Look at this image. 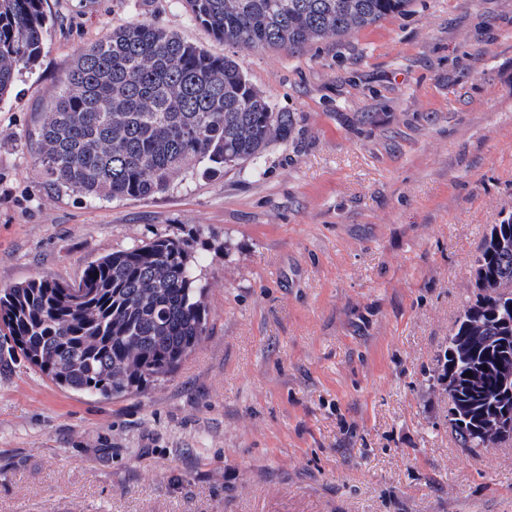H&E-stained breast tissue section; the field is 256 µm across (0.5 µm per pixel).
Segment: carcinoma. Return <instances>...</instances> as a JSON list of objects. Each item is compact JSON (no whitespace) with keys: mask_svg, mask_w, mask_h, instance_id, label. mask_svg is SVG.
Masks as SVG:
<instances>
[{"mask_svg":"<svg viewBox=\"0 0 512 512\" xmlns=\"http://www.w3.org/2000/svg\"><path fill=\"white\" fill-rule=\"evenodd\" d=\"M45 0H0V97L37 62ZM409 0H187L226 44L300 49L406 12ZM292 133L230 56L145 21L83 52L35 128L37 160L61 192L146 199L181 174L214 177L263 158ZM467 304L440 358L448 421L460 447L498 428L512 442V210L484 234ZM197 241L157 235L92 262L77 281L0 289V352L56 386L103 399L137 396L172 374L206 334Z\"/></svg>","mask_w":512,"mask_h":512,"instance_id":"cac0c4a2","label":"carcinoma"}]
</instances>
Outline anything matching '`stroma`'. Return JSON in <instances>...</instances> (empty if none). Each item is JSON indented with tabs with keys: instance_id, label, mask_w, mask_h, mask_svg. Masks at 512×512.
I'll return each instance as SVG.
<instances>
[{
	"instance_id": "stroma-1",
	"label": "stroma",
	"mask_w": 512,
	"mask_h": 512,
	"mask_svg": "<svg viewBox=\"0 0 512 512\" xmlns=\"http://www.w3.org/2000/svg\"><path fill=\"white\" fill-rule=\"evenodd\" d=\"M0 98V289L201 242L208 330L145 394L0 363V512H512V443L459 447L437 380L512 208V0H411L305 47L217 40L185 0H45ZM135 21L233 57L293 123L259 168L141 200L58 192L29 139L80 54Z\"/></svg>"
}]
</instances>
